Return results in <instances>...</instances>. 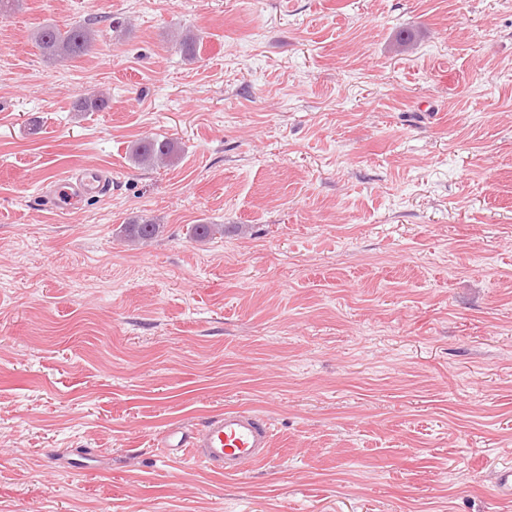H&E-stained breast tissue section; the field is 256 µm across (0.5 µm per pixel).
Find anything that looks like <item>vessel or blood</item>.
I'll use <instances>...</instances> for the list:
<instances>
[{"label":"vessel or blood","instance_id":"obj_1","mask_svg":"<svg viewBox=\"0 0 512 512\" xmlns=\"http://www.w3.org/2000/svg\"><path fill=\"white\" fill-rule=\"evenodd\" d=\"M112 188V177L103 168H77L61 175L44 194L49 210L68 215L76 202L87 195L102 194ZM274 436L266 420L257 412L233 409L208 418L200 427L166 428L160 437L163 449H181L183 457L210 471L239 476L246 466L265 461L272 453ZM501 512H512V467L500 469L497 493Z\"/></svg>","mask_w":512,"mask_h":512}]
</instances>
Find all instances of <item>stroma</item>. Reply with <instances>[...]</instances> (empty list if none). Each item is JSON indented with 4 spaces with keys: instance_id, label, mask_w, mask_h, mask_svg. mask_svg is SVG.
Segmentation results:
<instances>
[{
    "instance_id": "35a3bbf8",
    "label": "stroma",
    "mask_w": 512,
    "mask_h": 512,
    "mask_svg": "<svg viewBox=\"0 0 512 512\" xmlns=\"http://www.w3.org/2000/svg\"><path fill=\"white\" fill-rule=\"evenodd\" d=\"M90 17L85 56L34 42ZM144 138L173 161L138 165ZM83 166L111 193L56 217L43 186ZM227 408L270 423L268 460L159 455ZM505 465L512 0L0 18V512H498Z\"/></svg>"
}]
</instances>
